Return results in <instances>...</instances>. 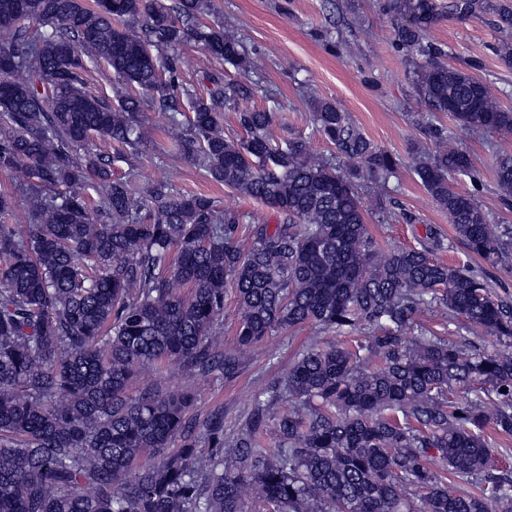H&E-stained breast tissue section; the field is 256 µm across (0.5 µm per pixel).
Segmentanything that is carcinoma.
<instances>
[{"label":"carcinoma","instance_id":"cac0c4a2","mask_svg":"<svg viewBox=\"0 0 512 512\" xmlns=\"http://www.w3.org/2000/svg\"><path fill=\"white\" fill-rule=\"evenodd\" d=\"M381 8L397 19L394 47L419 59L412 84L428 111L467 131L512 133V110L477 66L443 60L431 38L439 0ZM448 10L495 13L496 52L512 65L511 7L453 0ZM233 28L213 0H0V172L28 202L25 223L0 224V512H249L253 502L262 512H512V477L487 473L484 435L489 423L512 434V301L435 260L438 243L382 250L366 202L381 207L402 160L336 103L310 102L335 149L316 156L306 137L275 135L280 103L238 109L257 85L221 71L205 74L206 96L186 83L191 41L243 72L255 67ZM100 62L117 82L110 100L85 89L88 65ZM148 103L167 118L176 155L279 222L245 225L210 196H180L166 180L139 185L132 168L112 176V156L94 141L138 155ZM231 108L244 131L236 139L224 136ZM423 122L436 149L409 151L422 186L472 253L504 256L512 228L496 235L451 183L473 170L470 154ZM495 178L512 201L511 153L496 158ZM228 287L240 351L304 324L373 336L308 346L226 441L223 415L190 416L191 388H128L162 362L189 379L233 374L238 355L219 329ZM438 310L501 348L471 353L430 333L420 318ZM475 384L473 399L448 396Z\"/></svg>","mask_w":512,"mask_h":512}]
</instances>
